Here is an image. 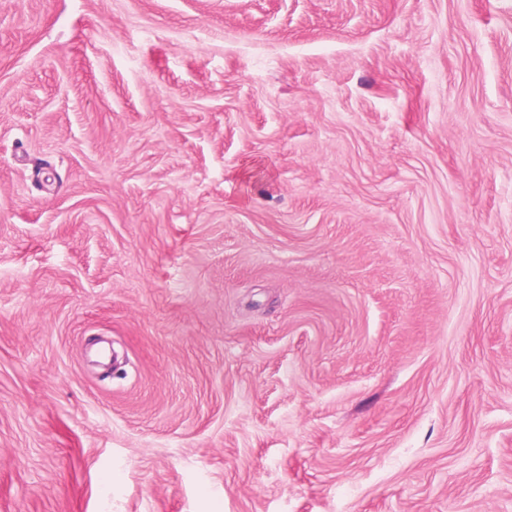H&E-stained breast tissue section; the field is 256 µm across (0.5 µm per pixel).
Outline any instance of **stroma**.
<instances>
[{"label":"stroma","mask_w":512,"mask_h":512,"mask_svg":"<svg viewBox=\"0 0 512 512\" xmlns=\"http://www.w3.org/2000/svg\"><path fill=\"white\" fill-rule=\"evenodd\" d=\"M0 512H512V0H0Z\"/></svg>","instance_id":"obj_1"}]
</instances>
